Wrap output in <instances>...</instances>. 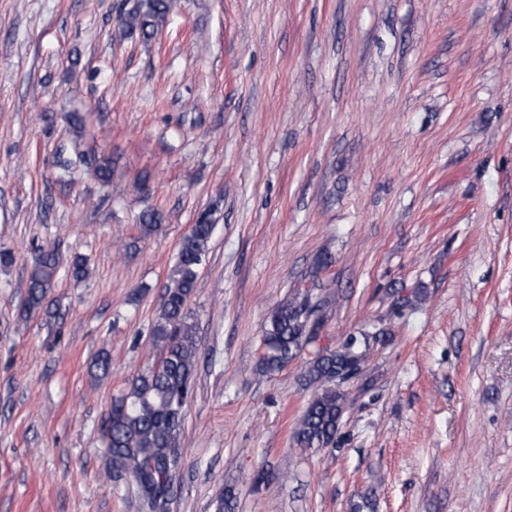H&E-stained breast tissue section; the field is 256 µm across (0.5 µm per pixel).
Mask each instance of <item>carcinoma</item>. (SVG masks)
<instances>
[{"label": "carcinoma", "mask_w": 512, "mask_h": 512, "mask_svg": "<svg viewBox=\"0 0 512 512\" xmlns=\"http://www.w3.org/2000/svg\"><path fill=\"white\" fill-rule=\"evenodd\" d=\"M173 6L174 0H140L122 15L118 29L124 36L137 35L150 41L166 23ZM90 166L99 183L112 184L111 158L92 154ZM139 223L141 235L150 237L161 230L166 216L160 210H147L139 216ZM214 229L213 212L203 211L182 239L162 313L151 328L152 342L161 349L160 360L138 374L125 393L112 399L103 428L110 457L108 476L128 479L144 512L170 510L196 369V323L191 321L188 302ZM61 268L62 257L57 251L40 252L28 274L21 320L40 312L51 315L47 298ZM331 303L330 293L317 283L308 291L298 289L272 307L262 336L265 351L259 359V371L265 375L281 370L306 348L315 347L304 372L314 394L293 433L295 445L303 449H336L347 397L344 384L359 373L370 340L388 335L384 328L374 332L362 329L354 349L347 347L346 339L332 349L314 346L324 324L322 315Z\"/></svg>", "instance_id": "carcinoma-1"}]
</instances>
